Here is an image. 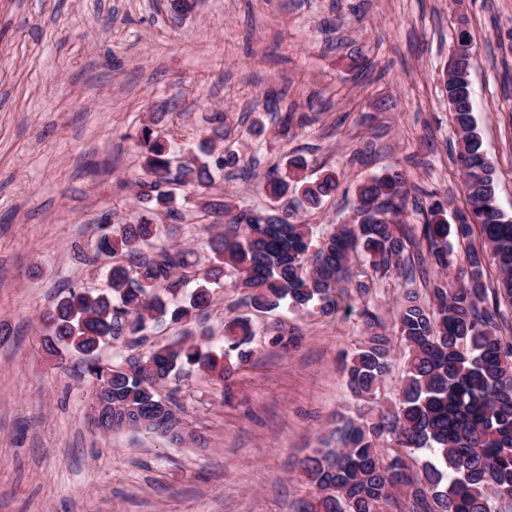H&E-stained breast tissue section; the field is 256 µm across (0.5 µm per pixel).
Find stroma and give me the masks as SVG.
<instances>
[{
	"label": "stroma",
	"instance_id": "stroma-1",
	"mask_svg": "<svg viewBox=\"0 0 512 512\" xmlns=\"http://www.w3.org/2000/svg\"><path fill=\"white\" fill-rule=\"evenodd\" d=\"M0 0V512H295L311 486L299 461L332 445L335 420L398 399L404 361L375 398L359 400L340 371L364 340L360 302L332 318L288 311L302 334L239 370L231 395L193 370L175 395L191 441L96 430L77 357L50 360L38 323L65 288L106 286L90 262L102 218L141 212L134 183L142 125L177 160L192 158L220 112L236 167L213 194L267 210L262 183L302 155L306 174L334 171L321 209H298L315 237L346 223L358 185L397 168L415 185L406 225L431 198L464 209L452 156L457 134L443 76L452 38H472V107L512 216V0ZM305 120L290 136L265 109ZM172 106L156 115L153 104ZM200 224L164 221L156 247L210 255ZM405 281L375 282L368 300L387 334Z\"/></svg>",
	"mask_w": 512,
	"mask_h": 512
}]
</instances>
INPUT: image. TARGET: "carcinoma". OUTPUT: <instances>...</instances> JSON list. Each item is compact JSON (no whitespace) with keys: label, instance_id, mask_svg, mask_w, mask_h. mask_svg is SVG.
I'll list each match as a JSON object with an SVG mask.
<instances>
[{"label":"carcinoma","instance_id":"cac0c4a2","mask_svg":"<svg viewBox=\"0 0 512 512\" xmlns=\"http://www.w3.org/2000/svg\"><path fill=\"white\" fill-rule=\"evenodd\" d=\"M471 86L448 83V100L457 104L452 121L458 135L453 157L461 172L466 212L448 220L439 200L428 204L419 229L400 220L409 201L408 178L394 170L357 187L355 219L339 224L317 244L313 232L288 210L234 212L224 197L209 198L196 211L199 222L213 218L224 230L212 236L211 262L200 267L194 252L150 249L160 232V215L184 219L179 199L187 189L209 188L224 168L237 163L223 145L224 118L202 138L201 156L179 162L167 140L141 129V173L135 186L143 206L134 224L99 225L96 257H110L108 290L92 294L69 289L41 319L39 345L51 357L78 356L90 380L98 382L92 402L112 407L103 418L104 434L131 429L154 433L174 444L185 440L181 407L157 388L185 367H195L224 384L256 361L255 343L244 316L224 320L223 344L211 334L183 343L156 344L138 356L99 360L102 345L133 348L149 324L191 325L210 307L224 277L234 276L237 303L259 313L286 306L310 315L333 317L353 299L352 264L381 277L400 274L407 247L426 243L420 264L435 275L425 290L406 288L396 306V336L380 330L363 307L366 336L343 366L350 392L373 398L391 371L395 340L406 353L405 376L393 409L374 420L345 419L336 429V448H315L300 460L302 475L314 489L298 512H496L512 502V336L501 333L502 308L512 307V218L497 203L494 167L484 153L472 106L460 92ZM304 162L288 160L268 176L265 193L280 199L291 189L319 207L338 188L326 171L313 182L300 176ZM479 232L483 245L467 248L457 272L454 242ZM496 278L486 280V258ZM195 288L180 300L189 283ZM297 331L281 322L268 344L287 352Z\"/></svg>","mask_w":512,"mask_h":512}]
</instances>
